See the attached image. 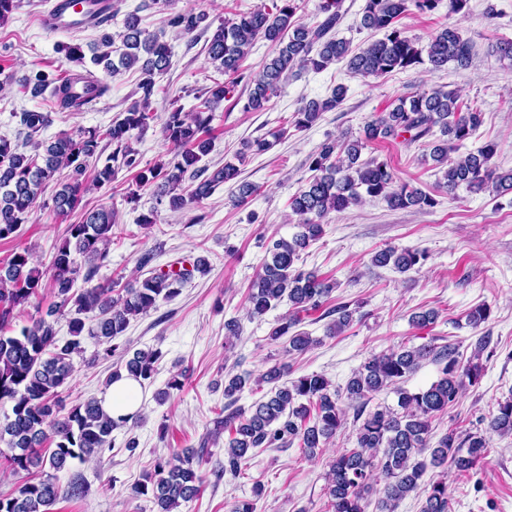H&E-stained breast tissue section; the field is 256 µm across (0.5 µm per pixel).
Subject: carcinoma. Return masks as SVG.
Returning a JSON list of instances; mask_svg holds the SVG:
<instances>
[{
    "label": "carcinoma",
    "instance_id": "obj_1",
    "mask_svg": "<svg viewBox=\"0 0 512 512\" xmlns=\"http://www.w3.org/2000/svg\"><path fill=\"white\" fill-rule=\"evenodd\" d=\"M443 0H366L361 25L384 32V38L354 52L349 43L333 36L340 24L341 0H321L324 19L307 26L295 19L299 0H273L274 10L258 9L224 20L206 44V55L216 72L228 80L213 81L204 93L203 108L184 113L173 108L163 124L165 139L173 146V156L146 170L139 169V152L131 146L132 132H145L155 120L150 112L155 77L170 66L167 43L140 28L134 13L128 15L122 35L123 50L112 58V36L102 35L105 50L96 53L91 63L114 76L135 66L141 70L140 99L132 102L107 128L63 132L50 144L36 136L51 123L47 112L25 110L19 115L21 133L34 145L33 153L18 152V146L0 137V240L15 238L21 225L33 217L40 195L56 180L64 168L69 179L58 183L53 197L54 210L67 216L79 208L84 194L112 184L122 169L137 171L136 188L128 189L126 201L137 200V189L153 184L158 200L168 199L172 209L201 207L221 185L235 180L239 168L226 162L208 172L202 160L211 151V123L214 112L244 78L241 63L254 41L262 38L275 47L262 70L248 79L251 89L244 109L258 112L267 108L282 83L295 68L322 71L344 62L349 72L381 77L428 63L441 71L453 63L466 68L473 58V44L463 38L458 27L450 24L434 33L426 48L405 35L399 20L409 11L432 12ZM89 17H100L103 26L109 17L103 13L113 8L112 0H84ZM205 16L172 12L168 23L181 34L193 33ZM59 50L68 61L80 67L67 77L49 81L39 77L35 83L20 80L23 90L38 97L51 89L57 106L76 112L87 99L74 87L83 85L94 99L105 97L109 85L85 66V55L78 43H63ZM346 88L336 87L323 100H311L293 115L298 130L313 126L325 112L336 109L344 100ZM483 122L480 109L466 105L461 95L442 87L424 89L401 98L390 111L367 123L365 139L399 138L412 144L440 133L431 142L430 156L447 165L444 185L448 192L460 186L479 192L491 190L499 195L512 191V171L501 172L492 164L497 144L488 142L474 152L452 161L448 153L459 149L476 133ZM112 146L107 163L92 180L85 179L90 159L99 155L100 144ZM364 143L359 139L327 140L309 157L314 172L290 200L292 212L300 217L299 231L291 239H277L268 246L247 293L248 313L260 317L281 302H288L292 313L272 328L270 340L288 338L289 350L303 353L313 339L297 330L300 312L336 315L329 334L343 332L353 320L346 305L329 307L326 298L336 284L318 278L297 266L300 252L323 234L322 221L332 212L356 204L366 194L383 198L396 209L423 210L437 205L430 194L408 183H400L388 162L372 158L361 160ZM117 226L116 211L111 208L87 209L81 220L66 228V236L56 247L50 269L34 265L31 250L17 245L10 259L0 265V405H11V414L0 422V457L15 475L35 467L43 477L34 481L23 478L16 492L0 496V512H50L59 499L84 496L86 487L77 477L67 485L57 482V473L72 463L86 462L114 448L112 433L126 425L112 419L94 397L63 411L62 394L70 382L73 355L82 352L83 332L104 346L94 355L108 358L119 349L115 340L126 331L130 320L157 307L161 301L176 297L180 285L195 274L209 270L205 258L193 263L181 259L180 267L153 270L143 278L126 283L117 278L108 283H93L99 269L108 262L109 248ZM425 259L418 250L377 252L372 262L407 273ZM85 287H76L77 281ZM52 288L55 301L46 315L21 327L12 335L14 310L41 295L42 288ZM97 314L91 330H85L84 316ZM69 316V337L56 334L57 316ZM491 309L481 304L471 309L466 321L474 329L486 323ZM489 337L478 339L472 355L462 362L455 348L422 344L402 346L369 357L348 380L346 398L356 410V447L345 449L330 463L326 474L328 512H366L372 481H383L380 512H396L399 503L411 494L423 498L420 512H449L447 471L468 472L485 457L492 435H512V395L497 402L487 428L464 434L450 430L433 440L432 419L457 403L464 388L475 385L483 372L482 355ZM162 354L159 350H136L124 364V371L141 382L153 377ZM431 360L439 365L440 377L428 388L411 391L403 386L407 377ZM288 375L285 366H273L258 379L234 374L224 378V397L228 403L214 421L197 448L175 451L160 458L152 471L132 487L136 498L147 496L157 504V512H176L182 504L197 499L204 487L202 465L211 461L209 443L217 442L221 432L228 433L224 443V464L220 475L236 478L254 458L258 448H288L295 444L307 458L317 456L331 444L344 423L345 409L339 391L331 389L324 375L311 373L274 388L271 395L255 402L247 410L234 407L239 395L250 384L276 383ZM391 388L397 395V407H383L365 412L373 395ZM430 468H442L439 478L423 481Z\"/></svg>",
    "mask_w": 512,
    "mask_h": 512
}]
</instances>
